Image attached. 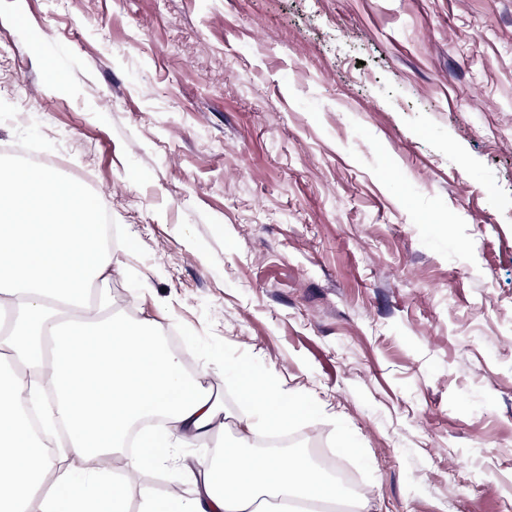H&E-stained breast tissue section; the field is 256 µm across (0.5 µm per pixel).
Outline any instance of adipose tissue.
Returning a JSON list of instances; mask_svg holds the SVG:
<instances>
[{
	"instance_id": "ef3b65f1",
	"label": "adipose tissue",
	"mask_w": 512,
	"mask_h": 512,
	"mask_svg": "<svg viewBox=\"0 0 512 512\" xmlns=\"http://www.w3.org/2000/svg\"><path fill=\"white\" fill-rule=\"evenodd\" d=\"M111 275L112 249L82 187L60 171L0 168V310L13 313L0 351L15 365L0 372V512H77L81 502L128 512L131 478L146 457H125L119 480L101 462L135 423L164 417L175 447L224 427L216 396L184 374L151 321L91 316L86 289ZM242 389L256 421L285 427L303 412L261 376L243 374ZM29 407L42 412L45 429L65 428L62 452L33 430ZM254 423L240 422L195 498L166 504L145 488L141 512H322L341 500L306 455L280 464L254 452Z\"/></svg>"
}]
</instances>
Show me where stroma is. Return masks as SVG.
Listing matches in <instances>:
<instances>
[{"mask_svg": "<svg viewBox=\"0 0 512 512\" xmlns=\"http://www.w3.org/2000/svg\"><path fill=\"white\" fill-rule=\"evenodd\" d=\"M36 158L224 439L255 372L370 512L512 502V0H0V164ZM214 452L138 484L196 496Z\"/></svg>", "mask_w": 512, "mask_h": 512, "instance_id": "1", "label": "stroma"}]
</instances>
